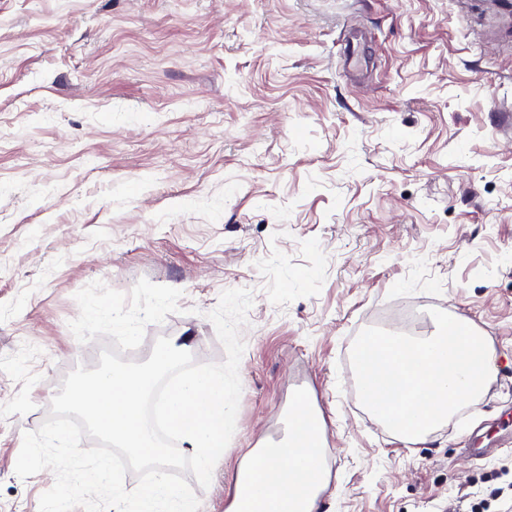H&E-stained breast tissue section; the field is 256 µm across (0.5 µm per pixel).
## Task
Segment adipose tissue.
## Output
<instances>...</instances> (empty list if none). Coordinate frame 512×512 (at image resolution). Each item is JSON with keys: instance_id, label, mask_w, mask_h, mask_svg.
<instances>
[{"instance_id": "ef3b65f1", "label": "adipose tissue", "mask_w": 512, "mask_h": 512, "mask_svg": "<svg viewBox=\"0 0 512 512\" xmlns=\"http://www.w3.org/2000/svg\"><path fill=\"white\" fill-rule=\"evenodd\" d=\"M318 425L302 402H294L288 420V446L267 455L262 470L279 472L278 486H261L264 500L261 512H314L313 499L302 496L304 486L317 484L321 478L315 440Z\"/></svg>"}]
</instances>
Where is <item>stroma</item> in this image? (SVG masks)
I'll list each match as a JSON object with an SVG mask.
<instances>
[{
  "instance_id": "35a3bbf8",
  "label": "stroma",
  "mask_w": 512,
  "mask_h": 512,
  "mask_svg": "<svg viewBox=\"0 0 512 512\" xmlns=\"http://www.w3.org/2000/svg\"><path fill=\"white\" fill-rule=\"evenodd\" d=\"M368 30L349 72L345 31ZM181 291L155 340L226 355L208 318L253 294L235 432L199 512L305 393L328 450L316 512L512 505V4L504 0H0V512H39L15 473L66 374L109 336L75 294ZM472 324L481 397L425 442L390 432L350 375L356 336L400 307ZM492 444L476 460L473 440Z\"/></svg>"
}]
</instances>
